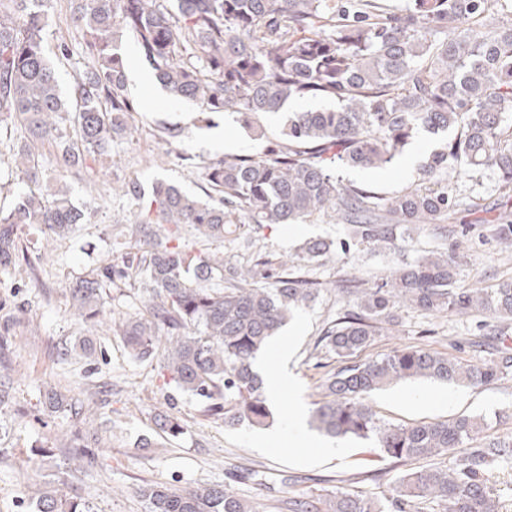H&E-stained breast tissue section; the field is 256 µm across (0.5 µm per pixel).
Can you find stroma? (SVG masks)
Listing matches in <instances>:
<instances>
[{
	"label": "stroma",
	"mask_w": 512,
	"mask_h": 512,
	"mask_svg": "<svg viewBox=\"0 0 512 512\" xmlns=\"http://www.w3.org/2000/svg\"><path fill=\"white\" fill-rule=\"evenodd\" d=\"M69 11V0H53L46 43L65 89L87 62L81 40H70L68 54L58 49L68 34ZM127 89L135 105L133 137L112 143L87 167L64 178L74 199L94 211L92 222L51 243L23 235L28 254L47 246L49 257L33 270L24 265L0 268V383L9 389L8 401L0 405V512H32L36 499L52 489L88 500L95 512H146L137 493L145 484L175 492L223 484L257 512H278L283 500L299 494L317 496L343 487L381 496L404 469L452 467L451 454L404 465L381 458L370 442L358 439L333 440L330 453L310 456L276 437L288 406L284 398L271 403L268 426L245 422L225 427L205 416L203 403L169 383L158 361L132 359L122 339L113 335V321L133 313L132 298L108 307L95 325L75 312L66 294L68 284L123 252L114 222L138 218L135 200L113 194V182L135 179L148 188L165 181L199 196L205 165L227 152L260 154L269 141L280 138L283 128L281 116L271 114L261 119V138L246 132L232 112L198 122L197 107L171 102L153 77ZM166 127L179 131L169 144L159 138ZM218 134L225 149L213 145ZM439 142V136L423 131L390 166L344 169L340 175L344 182L392 194L417 179L420 165ZM494 181L488 171L473 186L482 210L460 207L454 223L423 225L398 238L392 250L361 243L313 265L312 276L323 282L355 279L369 288L403 262L441 251L457 256L459 287L512 278V247L504 248L494 235ZM346 236L345 225L321 217L306 224L263 227L252 243L237 239L214 242L210 248L241 263L256 252L273 259L293 255L309 238L338 241ZM347 307L339 291L322 294L277 336L282 354L269 348L260 354L268 373L292 379V398L305 411L313 410L325 379L342 366L319 340ZM397 315L395 332L375 337L358 360L412 346L471 363L512 357V327L490 338L475 316L451 320L409 307L399 308ZM88 335L97 343L91 357L78 348ZM50 388L66 395L68 408L46 407L43 394ZM370 404L381 421L394 425L482 415L489 424L487 438H512V371L485 385L402 380L373 393ZM162 415L181 423L180 435L169 438L159 431L155 420Z\"/></svg>",
	"instance_id": "1"
}]
</instances>
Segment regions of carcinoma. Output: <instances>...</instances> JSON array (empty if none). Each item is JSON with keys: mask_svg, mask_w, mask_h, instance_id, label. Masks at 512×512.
<instances>
[{"mask_svg": "<svg viewBox=\"0 0 512 512\" xmlns=\"http://www.w3.org/2000/svg\"><path fill=\"white\" fill-rule=\"evenodd\" d=\"M68 29L83 40L86 68L63 93L45 50L51 0H0V138L13 140L15 167L26 190L0 206V267L24 255L19 230L47 240L68 237L94 214L68 188L41 193L38 145L55 146L61 167H79L114 141L130 138L135 107L127 93L123 31L174 101L203 115L235 112L256 119L290 99H325L336 107L288 113L281 137L259 156L227 155L205 167L202 198L170 183L145 193L135 181L116 191L142 201L140 219L120 235L138 250L72 282L73 308L95 319L106 289L142 290L138 311L113 323L130 355L160 357L161 368L208 415L235 426L271 416L252 360L271 337L312 306L323 291L309 267L351 242L394 246L397 232L442 224L463 205L460 183L496 176L501 239L512 242V18L504 0H70ZM446 135L420 166L416 181L384 195L345 183L341 166L380 169L420 131ZM327 215L350 226L349 240H308L294 259L260 254L238 266L224 255L195 252L182 241L193 227L206 241L238 239L248 227L305 223ZM458 264L445 253L403 263L373 288L349 285L354 310L328 327L322 342L345 366L323 384L312 423L330 438L373 439L398 462L469 447L451 470L405 471L379 499L338 488L323 497H295L289 512H499L488 468L512 461V439L478 445L487 426L462 416L412 426L380 421L368 397L409 378L478 384L499 379L512 359L471 364L419 347L355 361L396 309L473 314L495 336L512 320V279L494 288L456 287ZM147 512H258L217 484L183 493L138 488ZM34 512H94L86 500L57 491Z\"/></svg>", "mask_w": 512, "mask_h": 512, "instance_id": "carcinoma-1", "label": "carcinoma"}]
</instances>
